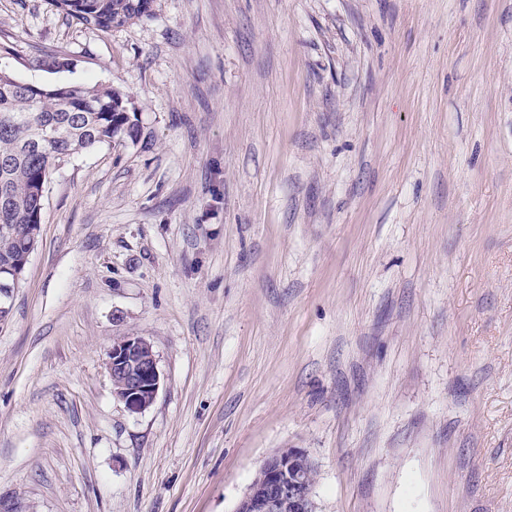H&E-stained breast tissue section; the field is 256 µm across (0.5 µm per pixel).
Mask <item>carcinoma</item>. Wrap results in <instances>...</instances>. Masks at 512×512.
Here are the masks:
<instances>
[{
  "label": "carcinoma",
  "instance_id": "cac0c4a2",
  "mask_svg": "<svg viewBox=\"0 0 512 512\" xmlns=\"http://www.w3.org/2000/svg\"><path fill=\"white\" fill-rule=\"evenodd\" d=\"M76 24L110 29L149 15L152 0H54ZM67 96L38 100L0 72V274L28 259L38 243L40 185L55 162L82 150L135 140L129 95L111 86L66 85Z\"/></svg>",
  "mask_w": 512,
  "mask_h": 512
}]
</instances>
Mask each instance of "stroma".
Listing matches in <instances>:
<instances>
[{
    "mask_svg": "<svg viewBox=\"0 0 512 512\" xmlns=\"http://www.w3.org/2000/svg\"><path fill=\"white\" fill-rule=\"evenodd\" d=\"M69 58L73 68L56 60ZM0 69L109 85L0 323V495L234 512L304 450L317 512H512V0H0ZM145 337L130 414L107 360ZM76 24L99 29L121 27L148 16L152 0H53ZM108 370L114 394L131 414H142L155 402L161 373L151 343L142 336H126L112 345Z\"/></svg>",
    "mask_w": 512,
    "mask_h": 512,
    "instance_id": "1",
    "label": "stroma"
}]
</instances>
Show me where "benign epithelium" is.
Wrapping results in <instances>:
<instances>
[{"mask_svg":"<svg viewBox=\"0 0 512 512\" xmlns=\"http://www.w3.org/2000/svg\"><path fill=\"white\" fill-rule=\"evenodd\" d=\"M24 266L0 278V295L19 286ZM108 370L114 394L131 414H141L155 402L161 373L151 343L143 336H126L112 345ZM309 456L299 448L284 455L276 450L259 465L257 474L235 512H316Z\"/></svg>","mask_w":512,"mask_h":512,"instance_id":"1","label":"benign epithelium"}]
</instances>
